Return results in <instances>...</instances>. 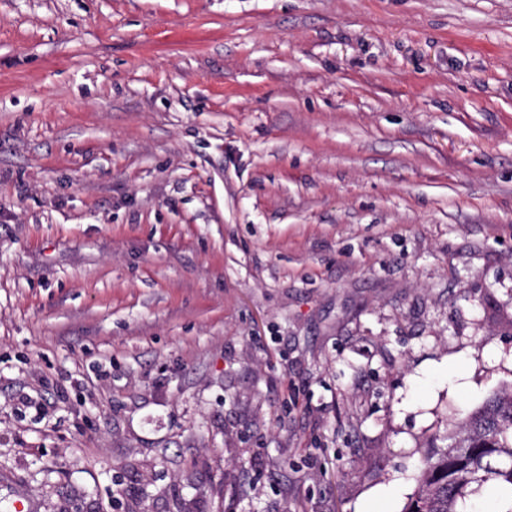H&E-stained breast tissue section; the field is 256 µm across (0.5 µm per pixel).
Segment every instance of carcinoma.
Instances as JSON below:
<instances>
[{
  "label": "carcinoma",
  "instance_id": "obj_1",
  "mask_svg": "<svg viewBox=\"0 0 512 512\" xmlns=\"http://www.w3.org/2000/svg\"><path fill=\"white\" fill-rule=\"evenodd\" d=\"M418 490L403 512H466L468 496L512 492V386L435 436L417 467Z\"/></svg>",
  "mask_w": 512,
  "mask_h": 512
}]
</instances>
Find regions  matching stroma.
<instances>
[{
  "instance_id": "obj_1",
  "label": "stroma",
  "mask_w": 512,
  "mask_h": 512,
  "mask_svg": "<svg viewBox=\"0 0 512 512\" xmlns=\"http://www.w3.org/2000/svg\"><path fill=\"white\" fill-rule=\"evenodd\" d=\"M512 384V0H0V512H402Z\"/></svg>"
}]
</instances>
